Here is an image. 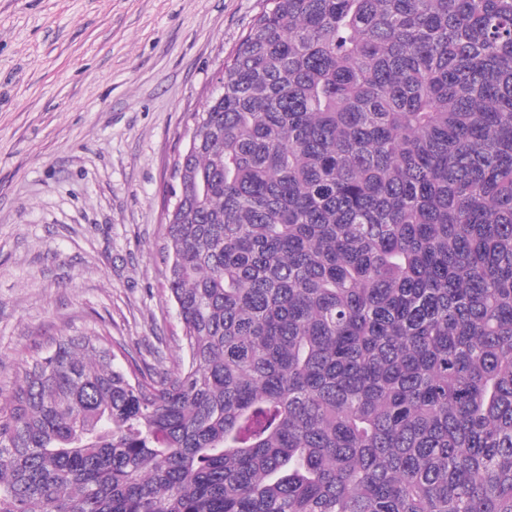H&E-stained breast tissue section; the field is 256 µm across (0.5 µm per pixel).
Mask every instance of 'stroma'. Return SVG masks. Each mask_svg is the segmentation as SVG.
<instances>
[{
  "label": "stroma",
  "mask_w": 512,
  "mask_h": 512,
  "mask_svg": "<svg viewBox=\"0 0 512 512\" xmlns=\"http://www.w3.org/2000/svg\"><path fill=\"white\" fill-rule=\"evenodd\" d=\"M263 0H0V400L50 341L185 356L164 206Z\"/></svg>",
  "instance_id": "1"
}]
</instances>
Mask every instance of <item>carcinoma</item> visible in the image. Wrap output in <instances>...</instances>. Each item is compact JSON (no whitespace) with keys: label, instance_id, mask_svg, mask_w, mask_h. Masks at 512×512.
Wrapping results in <instances>:
<instances>
[{"label":"carcinoma","instance_id":"1","mask_svg":"<svg viewBox=\"0 0 512 512\" xmlns=\"http://www.w3.org/2000/svg\"><path fill=\"white\" fill-rule=\"evenodd\" d=\"M192 120L187 358L32 357L0 512H512V0H265Z\"/></svg>","mask_w":512,"mask_h":512}]
</instances>
